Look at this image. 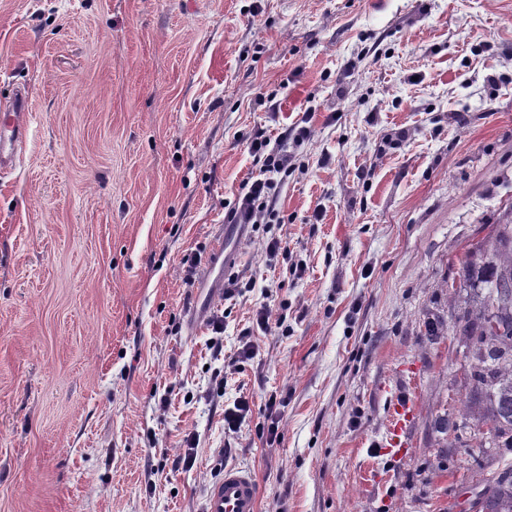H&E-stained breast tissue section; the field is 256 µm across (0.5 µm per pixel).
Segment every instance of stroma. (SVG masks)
Wrapping results in <instances>:
<instances>
[{
	"label": "stroma",
	"instance_id": "stroma-1",
	"mask_svg": "<svg viewBox=\"0 0 512 512\" xmlns=\"http://www.w3.org/2000/svg\"><path fill=\"white\" fill-rule=\"evenodd\" d=\"M19 86L0 512H204L228 465L258 512H476L512 449L438 433L472 385L426 321L455 319L461 259L512 210V0H0V107ZM302 120L278 223L226 234L251 140ZM406 394L407 451L383 455ZM278 406H281V402L278 401L277 403V397L274 395L269 396L265 403L264 416L267 422L270 420V423L265 424L264 422L262 425L260 423L258 424V434L260 438H265L266 443L274 442L279 437ZM249 412H251L249 401L246 398H238L232 408L224 410V429L236 432Z\"/></svg>",
	"mask_w": 512,
	"mask_h": 512
}]
</instances>
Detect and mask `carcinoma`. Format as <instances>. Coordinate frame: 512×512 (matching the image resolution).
<instances>
[{
    "label": "carcinoma",
    "instance_id": "cac0c4a2",
    "mask_svg": "<svg viewBox=\"0 0 512 512\" xmlns=\"http://www.w3.org/2000/svg\"><path fill=\"white\" fill-rule=\"evenodd\" d=\"M460 278L476 289L466 302L458 328L465 336L469 377L477 396L460 410L459 447H468L470 422L486 427L490 444L512 448V225L507 224L487 244L466 255ZM481 512H512V462L483 483Z\"/></svg>",
    "mask_w": 512,
    "mask_h": 512
}]
</instances>
